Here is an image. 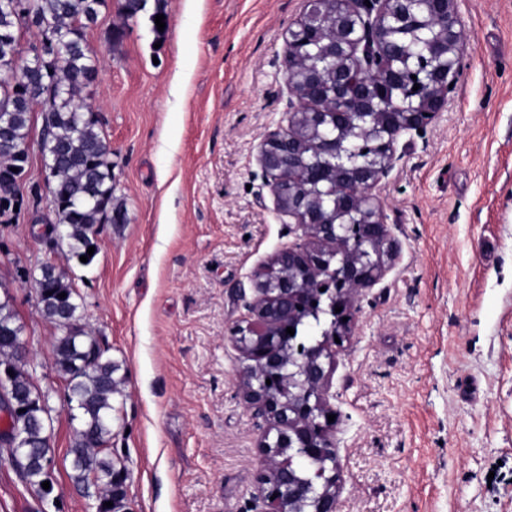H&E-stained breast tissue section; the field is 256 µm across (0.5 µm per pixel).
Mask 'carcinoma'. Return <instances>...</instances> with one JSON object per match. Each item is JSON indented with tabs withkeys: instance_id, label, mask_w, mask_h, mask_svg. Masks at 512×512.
Wrapping results in <instances>:
<instances>
[{
	"instance_id": "carcinoma-1",
	"label": "carcinoma",
	"mask_w": 512,
	"mask_h": 512,
	"mask_svg": "<svg viewBox=\"0 0 512 512\" xmlns=\"http://www.w3.org/2000/svg\"><path fill=\"white\" fill-rule=\"evenodd\" d=\"M20 13L0 3V74L12 72L13 80L0 82V214L20 203L16 195L28 155L31 114L43 115L42 153L53 178L51 204L58 223L66 229L69 255L80 259L95 245L93 231L108 221H125V208L113 196L112 151L98 127V119L77 94L93 82L96 61L86 50V30L95 23L105 0H26ZM33 30L39 45L33 55H22L20 33ZM36 289L44 316L63 334L54 347V368L65 378L70 401L78 410L69 454L71 479L98 501V512H120L124 507L125 481L115 479L121 468L106 444L112 434V395L120 380L118 365L104 356L96 339L80 323L77 292L63 270L46 262L39 268ZM66 297H59L60 293ZM22 332L8 301H0V376L6 377L9 394L23 412L0 418L4 423L0 446L10 451L6 439L24 433L27 459L16 465L26 487L42 492L46 481L44 462L53 457L45 424L49 419L47 397L31 382L20 350L9 330ZM111 501L113 506L104 503Z\"/></svg>"
}]
</instances>
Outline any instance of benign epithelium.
<instances>
[{"label": "benign epithelium", "mask_w": 512, "mask_h": 512, "mask_svg": "<svg viewBox=\"0 0 512 512\" xmlns=\"http://www.w3.org/2000/svg\"><path fill=\"white\" fill-rule=\"evenodd\" d=\"M469 49L457 0H305L288 29V125L263 137L258 163L301 239L257 271L231 331L246 409L262 429L259 512H338L326 366L395 256L377 191L448 108Z\"/></svg>", "instance_id": "7a95c632"}]
</instances>
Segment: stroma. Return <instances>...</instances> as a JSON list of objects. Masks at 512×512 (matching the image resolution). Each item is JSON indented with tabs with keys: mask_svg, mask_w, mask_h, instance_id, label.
Here are the masks:
<instances>
[{
	"mask_svg": "<svg viewBox=\"0 0 512 512\" xmlns=\"http://www.w3.org/2000/svg\"><path fill=\"white\" fill-rule=\"evenodd\" d=\"M303 9L147 0L129 18L106 0L87 31L97 77L80 96L112 150L126 220L99 225L90 264L46 231L56 214L32 113L22 206L0 217V299L48 397L53 490L26 488L0 454V512H96L71 479L78 423L53 365L60 331L32 286L47 261L118 367L108 446L128 472L125 512H247L260 430L229 331L255 270L296 238L256 155L288 122L283 35ZM458 9L462 79L381 190L398 254L330 373L340 512H512V0Z\"/></svg>",
	"mask_w": 512,
	"mask_h": 512,
	"instance_id": "1",
	"label": "stroma"
}]
</instances>
